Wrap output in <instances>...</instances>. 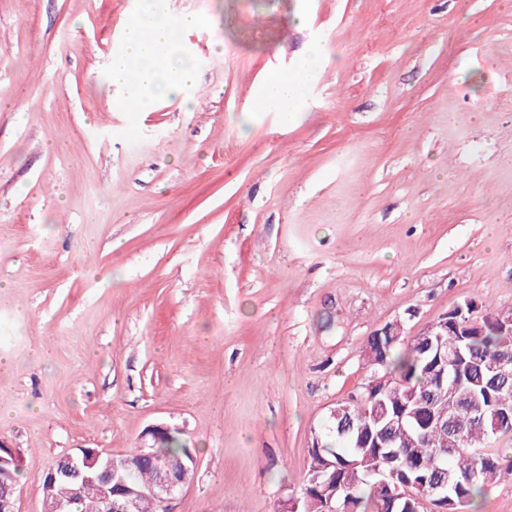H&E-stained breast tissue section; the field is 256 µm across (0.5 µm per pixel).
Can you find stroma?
<instances>
[{"label":"stroma","instance_id":"obj_1","mask_svg":"<svg viewBox=\"0 0 512 512\" xmlns=\"http://www.w3.org/2000/svg\"><path fill=\"white\" fill-rule=\"evenodd\" d=\"M139 0H0V437L38 476L149 426L173 512H286L315 433L453 305L512 304V0H154L196 81L113 85ZM321 55H311L312 45ZM307 68L297 112L256 91Z\"/></svg>","mask_w":512,"mask_h":512}]
</instances>
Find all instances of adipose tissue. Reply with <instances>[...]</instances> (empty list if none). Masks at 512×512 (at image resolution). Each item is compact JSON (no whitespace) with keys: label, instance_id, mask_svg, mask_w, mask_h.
<instances>
[{"label":"adipose tissue","instance_id":"adipose-tissue-1","mask_svg":"<svg viewBox=\"0 0 512 512\" xmlns=\"http://www.w3.org/2000/svg\"><path fill=\"white\" fill-rule=\"evenodd\" d=\"M200 17H185L172 22L157 16L151 21L134 17L126 28L121 49L112 57L110 77L113 83L134 82L149 95L178 93L195 80V66L181 53L177 30L200 27ZM309 80L308 69L268 75L257 97L268 110L288 114L296 111L301 93Z\"/></svg>","mask_w":512,"mask_h":512}]
</instances>
